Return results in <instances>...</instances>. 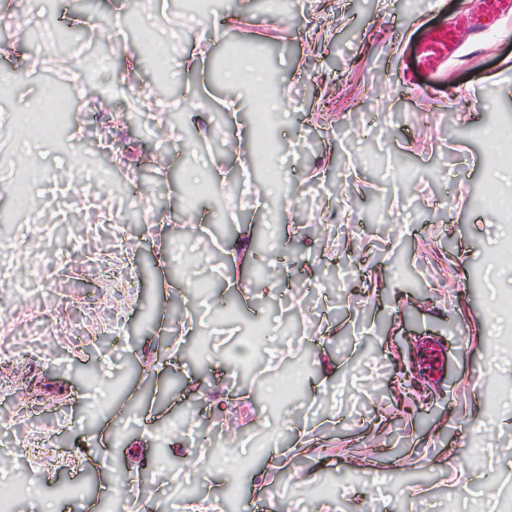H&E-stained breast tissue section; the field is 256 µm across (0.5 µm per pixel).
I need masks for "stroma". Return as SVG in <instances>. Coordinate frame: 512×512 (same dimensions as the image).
<instances>
[{
  "mask_svg": "<svg viewBox=\"0 0 512 512\" xmlns=\"http://www.w3.org/2000/svg\"><path fill=\"white\" fill-rule=\"evenodd\" d=\"M122 6L154 35L185 31L169 79L183 89V124L199 135L144 150L140 127L112 120L152 119L160 103L153 63L123 54L111 112L80 96L74 125L96 128L124 168H99L97 187L73 193L83 150L46 141L33 149L50 175L36 185L42 223H27L0 191V258L20 280L45 282L19 301L0 295V422L12 436L4 473L29 490L14 512L48 502L71 512L66 483L92 477L97 512H111L116 461L134 473L150 467V512H186L178 492L190 482L223 512H246L261 491L267 512H502L512 502V308L498 300L512 295V260L500 253L512 213L487 201L512 194V171L497 167L488 132L512 127V18L479 37L465 21L478 0H297L285 16L223 0L217 32L170 0ZM442 23L462 57L433 81L409 73L412 41ZM231 52L253 57L280 94L270 135L288 199L276 213L223 183L184 194L185 172L206 173L220 157L229 181L253 156L245 93L226 109L227 87L211 74ZM33 53L56 57L0 37V75L13 82L0 100V154L15 159L16 108L50 85L24 67ZM215 122L218 152L207 133ZM133 182L137 254L110 228L112 203ZM222 209L234 213L236 234L214 233ZM262 260L273 269L265 282L254 277ZM116 267L131 271L119 285ZM284 316L299 318V331L256 341L251 382L237 384L225 355L254 323ZM432 338L447 357L437 380L419 362ZM168 339L171 359L159 354ZM200 341L211 357L204 373L188 355ZM288 373L296 387L272 399ZM216 391L235 434L224 483L177 414L203 420ZM323 481L337 485V499L310 495Z\"/></svg>",
  "mask_w": 512,
  "mask_h": 512,
  "instance_id": "obj_1",
  "label": "stroma"
}]
</instances>
